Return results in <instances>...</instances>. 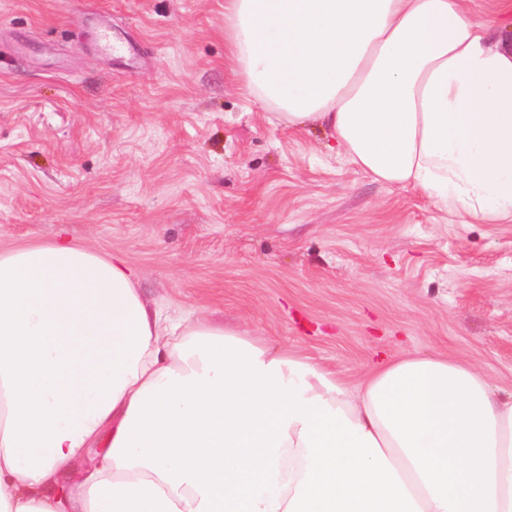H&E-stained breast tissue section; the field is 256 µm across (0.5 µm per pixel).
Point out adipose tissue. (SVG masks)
I'll use <instances>...</instances> for the list:
<instances>
[{"label":"adipose tissue","instance_id":"obj_1","mask_svg":"<svg viewBox=\"0 0 512 512\" xmlns=\"http://www.w3.org/2000/svg\"><path fill=\"white\" fill-rule=\"evenodd\" d=\"M224 0L226 58L373 180L512 223V0ZM0 512H512V391L406 354L357 384L143 301L118 255L0 253Z\"/></svg>","mask_w":512,"mask_h":512}]
</instances>
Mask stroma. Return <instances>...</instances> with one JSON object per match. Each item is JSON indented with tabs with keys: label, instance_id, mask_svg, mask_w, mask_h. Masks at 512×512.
Masks as SVG:
<instances>
[{
	"label": "stroma",
	"instance_id": "stroma-1",
	"mask_svg": "<svg viewBox=\"0 0 512 512\" xmlns=\"http://www.w3.org/2000/svg\"><path fill=\"white\" fill-rule=\"evenodd\" d=\"M271 118L227 65L224 0H0V251L121 255L164 316L344 381L410 353L511 390L512 223H462Z\"/></svg>",
	"mask_w": 512,
	"mask_h": 512
}]
</instances>
